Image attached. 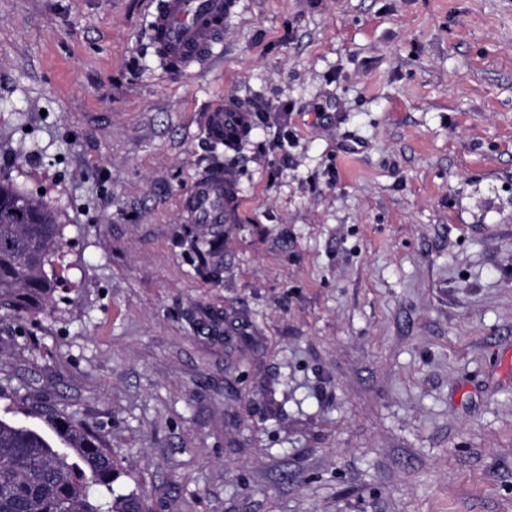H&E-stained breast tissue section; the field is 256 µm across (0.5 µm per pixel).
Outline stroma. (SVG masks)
Returning <instances> with one entry per match:
<instances>
[{
	"label": "stroma",
	"instance_id": "stroma-1",
	"mask_svg": "<svg viewBox=\"0 0 512 512\" xmlns=\"http://www.w3.org/2000/svg\"><path fill=\"white\" fill-rule=\"evenodd\" d=\"M145 25L0 0V180L64 227L0 417L91 426L148 512H512V0H241L194 74ZM250 131L249 112L238 102L219 104L207 114L206 132L213 143L234 148L249 136ZM238 202V179L229 170L215 169L195 181L183 207L198 224H221L232 220Z\"/></svg>",
	"mask_w": 512,
	"mask_h": 512
}]
</instances>
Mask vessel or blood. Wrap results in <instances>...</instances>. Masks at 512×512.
I'll use <instances>...</instances> for the list:
<instances>
[{
  "label": "vessel or blood",
  "mask_w": 512,
  "mask_h": 512,
  "mask_svg": "<svg viewBox=\"0 0 512 512\" xmlns=\"http://www.w3.org/2000/svg\"><path fill=\"white\" fill-rule=\"evenodd\" d=\"M239 0H147L148 31L163 69L188 72L212 61L224 37V22L236 14ZM251 131L243 105L230 101L207 114L206 132L212 142L236 147ZM238 202L234 173L215 169L195 181L183 207L199 224L231 221Z\"/></svg>",
  "instance_id": "obj_1"
}]
</instances>
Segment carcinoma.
I'll use <instances>...</instances> for the list:
<instances>
[{
  "label": "carcinoma",
  "mask_w": 512,
  "mask_h": 512,
  "mask_svg": "<svg viewBox=\"0 0 512 512\" xmlns=\"http://www.w3.org/2000/svg\"><path fill=\"white\" fill-rule=\"evenodd\" d=\"M61 237L50 202L0 181V311L45 310ZM43 418L50 437L0 418V512H128L140 495L114 494L122 471L101 437L53 409Z\"/></svg>",
  "instance_id": "cac0c4a2"
}]
</instances>
